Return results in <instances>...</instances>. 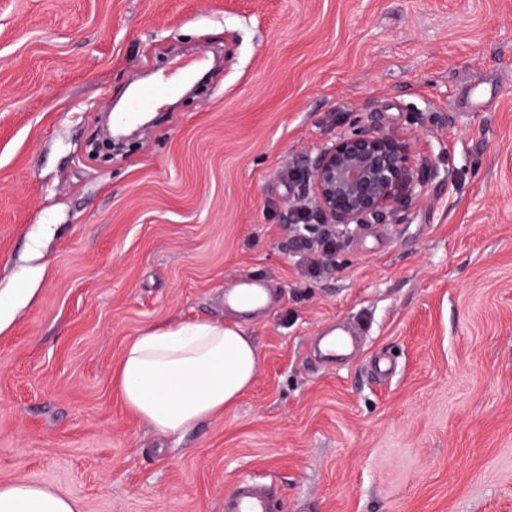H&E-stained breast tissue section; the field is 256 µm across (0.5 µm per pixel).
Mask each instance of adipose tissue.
<instances>
[{"label":"adipose tissue","mask_w":512,"mask_h":512,"mask_svg":"<svg viewBox=\"0 0 512 512\" xmlns=\"http://www.w3.org/2000/svg\"><path fill=\"white\" fill-rule=\"evenodd\" d=\"M260 367V352L242 326L197 320L134 337L115 384L139 419L176 434L233 406ZM0 512H78V505L51 489L14 482L0 485Z\"/></svg>","instance_id":"obj_1"}]
</instances>
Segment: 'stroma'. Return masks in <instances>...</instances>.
<instances>
[{"label": "stroma", "mask_w": 512, "mask_h": 512, "mask_svg": "<svg viewBox=\"0 0 512 512\" xmlns=\"http://www.w3.org/2000/svg\"><path fill=\"white\" fill-rule=\"evenodd\" d=\"M109 165L134 88L197 51ZM373 114L428 160L423 196L310 273L289 171ZM249 274L276 294L226 306ZM0 484L81 512H512V0H0ZM239 321L262 358L223 415L167 435L113 384L156 327ZM351 358L318 359L334 325ZM273 495L258 484L241 481L224 496V512H273Z\"/></svg>", "instance_id": "obj_1"}]
</instances>
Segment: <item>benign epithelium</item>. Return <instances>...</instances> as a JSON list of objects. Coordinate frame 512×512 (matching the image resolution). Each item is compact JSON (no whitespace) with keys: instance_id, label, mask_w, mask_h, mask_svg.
<instances>
[{"instance_id":"obj_1","label":"benign epithelium","mask_w":512,"mask_h":512,"mask_svg":"<svg viewBox=\"0 0 512 512\" xmlns=\"http://www.w3.org/2000/svg\"><path fill=\"white\" fill-rule=\"evenodd\" d=\"M423 163L408 135L372 123L355 127L307 157L300 171L307 191L289 204L286 221L305 209L316 223L357 235L422 196Z\"/></svg>"}]
</instances>
